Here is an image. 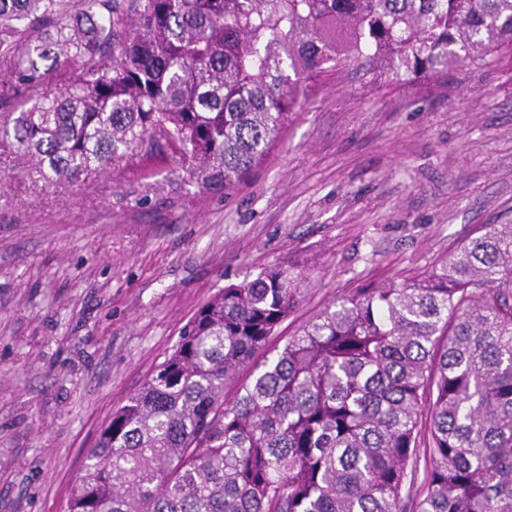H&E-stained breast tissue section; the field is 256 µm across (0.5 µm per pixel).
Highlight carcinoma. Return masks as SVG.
Masks as SVG:
<instances>
[{"instance_id": "1", "label": "carcinoma", "mask_w": 512, "mask_h": 512, "mask_svg": "<svg viewBox=\"0 0 512 512\" xmlns=\"http://www.w3.org/2000/svg\"><path fill=\"white\" fill-rule=\"evenodd\" d=\"M509 46L512 0H0V155L45 184L170 158L228 193L321 73L441 86ZM309 286L283 262L204 303L87 450L68 512H406L421 447L415 512H512V224L336 297L267 356Z\"/></svg>"}]
</instances>
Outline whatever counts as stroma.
I'll return each instance as SVG.
<instances>
[{
    "label": "stroma",
    "instance_id": "stroma-1",
    "mask_svg": "<svg viewBox=\"0 0 512 512\" xmlns=\"http://www.w3.org/2000/svg\"><path fill=\"white\" fill-rule=\"evenodd\" d=\"M508 222L506 50L439 87L323 73L227 195L169 160L45 185L1 156L0 512H68L86 449L225 284L317 258L278 347L336 296L427 272Z\"/></svg>",
    "mask_w": 512,
    "mask_h": 512
}]
</instances>
